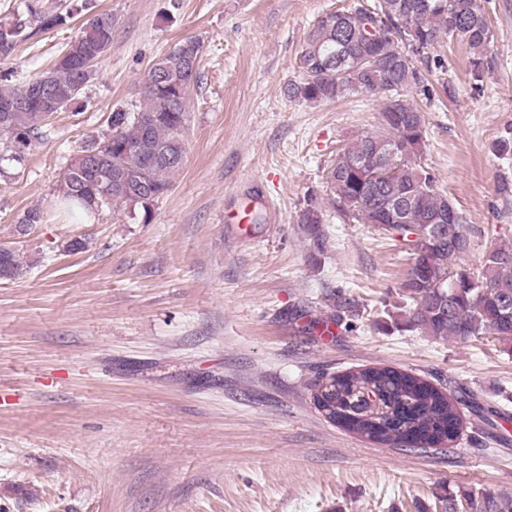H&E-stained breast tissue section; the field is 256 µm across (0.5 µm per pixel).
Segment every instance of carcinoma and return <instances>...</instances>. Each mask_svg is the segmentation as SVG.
<instances>
[{
  "instance_id": "carcinoma-1",
  "label": "carcinoma",
  "mask_w": 512,
  "mask_h": 512,
  "mask_svg": "<svg viewBox=\"0 0 512 512\" xmlns=\"http://www.w3.org/2000/svg\"><path fill=\"white\" fill-rule=\"evenodd\" d=\"M65 22L60 13L37 10L24 20L0 22V60L18 43ZM115 26L110 12L88 13L50 67L21 86H0V134L10 136L14 160H22L55 113L79 102L96 62L112 45ZM447 40L465 46L470 74L480 80L492 62L493 40L480 0H360L326 12L309 31L299 55L302 78L288 84V97L323 103L366 92L384 98L382 130L353 138L329 172L336 210L350 221L385 230L390 206L403 203L398 235L389 238L405 252L412 229L451 224L458 235L439 239L407 270L406 323L440 338L493 335L512 352V246L491 248L476 270L459 265L468 246L463 216L420 162L425 116L411 92L427 91L428 75L445 68L433 50ZM201 54L200 40L186 36L152 64L138 109H113L107 132L88 137L70 159L55 190L61 209L96 213L114 204L146 209L169 191L171 176L186 157L187 101L198 84ZM44 221L43 209L34 205L17 224L27 230ZM296 222L319 237L323 214L314 199L297 212ZM20 270V255L0 247V277L12 278ZM312 401L344 430L402 451L451 448L459 436L457 404L484 411L474 400L451 398L424 378L390 366L323 377L314 384ZM468 505L472 512H512V499L491 494L470 498Z\"/></svg>"
}]
</instances>
